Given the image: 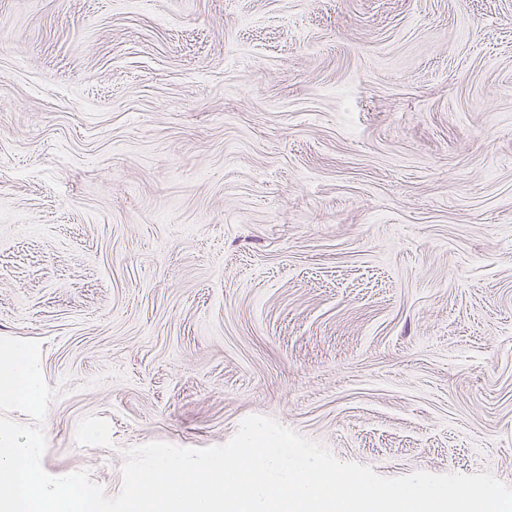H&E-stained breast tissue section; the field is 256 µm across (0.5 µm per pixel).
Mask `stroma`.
<instances>
[{
	"label": "stroma",
	"instance_id": "35a3bbf8",
	"mask_svg": "<svg viewBox=\"0 0 512 512\" xmlns=\"http://www.w3.org/2000/svg\"><path fill=\"white\" fill-rule=\"evenodd\" d=\"M0 337L111 498L252 415L512 487V0H0Z\"/></svg>",
	"mask_w": 512,
	"mask_h": 512
}]
</instances>
